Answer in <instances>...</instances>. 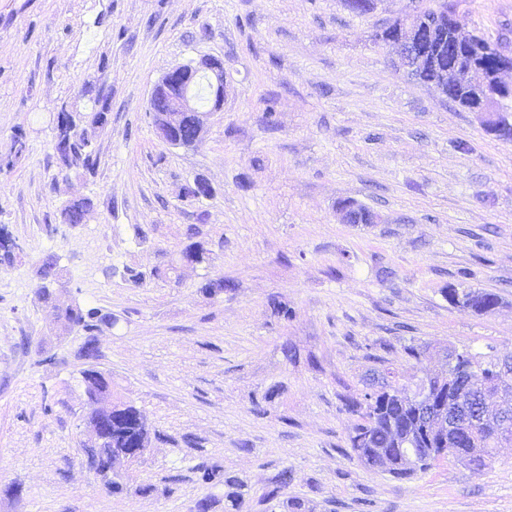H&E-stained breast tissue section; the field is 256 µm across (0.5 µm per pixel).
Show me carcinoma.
<instances>
[{
	"label": "carcinoma",
	"instance_id": "1",
	"mask_svg": "<svg viewBox=\"0 0 512 512\" xmlns=\"http://www.w3.org/2000/svg\"><path fill=\"white\" fill-rule=\"evenodd\" d=\"M454 12L448 0H438L434 8L419 12L427 27L434 29L447 13ZM424 59L410 76L418 83L428 87L439 86V74L442 70L458 63V58L448 52V46L436 40L426 44ZM95 93L94 102L102 104V111L90 116L76 117L72 113H64L58 117V138L70 142L71 151L58 157L60 166L69 171L93 173L97 165V155L92 146L95 130L104 126L108 120V96L103 94V87L98 85L89 88ZM93 207L89 197L80 198L66 205L61 212L63 221L73 224L85 212ZM112 321V316L101 313L97 308L88 310L66 309L60 314V327L65 333L74 329L81 330L86 336H94L101 326ZM455 376L452 383L434 382L416 385V389L398 390L390 384L367 392L363 399H351L347 402L350 413L358 416L349 434L351 450L363 448L360 461L374 466L386 467L384 458L379 451L387 448L391 456H397L396 449L404 442L411 443L420 452L418 464L410 469L388 472L398 477H408L418 471H425L433 466L436 458L448 456V444L439 440L438 436L425 430L424 423L417 415L416 401L424 398L433 402L440 415L456 414L455 399L464 397L471 399L470 413L481 412L484 408L485 392L499 391L512 399V366L501 362L491 355H481L469 349L461 352L454 367ZM89 400L93 401L100 395H112V379L101 373L97 377H83ZM457 440L456 447L466 449V456L460 462L469 467L473 461L480 462L478 469L486 466L490 449L497 447L500 440L491 429L482 428L476 431L459 430L452 433ZM150 432L140 417L139 409L128 401L117 398L112 401V422L105 447L112 453H119L129 448H141L143 442L149 440ZM201 480L207 484H222L228 488L225 495L227 507L233 512H241L244 503L242 484L226 473L222 467L211 465L203 469Z\"/></svg>",
	"mask_w": 512,
	"mask_h": 512
}]
</instances>
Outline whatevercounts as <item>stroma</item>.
<instances>
[{
	"label": "stroma",
	"mask_w": 512,
	"mask_h": 512,
	"mask_svg": "<svg viewBox=\"0 0 512 512\" xmlns=\"http://www.w3.org/2000/svg\"><path fill=\"white\" fill-rule=\"evenodd\" d=\"M434 4L374 0L357 15L344 0H0V157L15 135L27 145L0 171V227L23 249L0 269V512H192L203 497L224 512L203 463L244 484L242 512H271L281 475L308 512H512V443L479 472L448 458L403 479L348 445V397L447 374V348L512 359V140L372 41ZM455 4L467 32L512 55V0ZM203 56L224 64V109L198 144L171 146L149 97ZM101 82L96 170H62L57 117L90 115L84 89ZM196 180L211 194L190 206L182 188ZM81 197L94 202L85 223H64ZM346 202L375 222L340 223ZM193 242L208 261L175 268ZM51 258L61 276L45 303ZM219 279L223 293L204 296ZM452 288L501 304L466 312ZM73 302L116 319L94 358L81 331L59 332ZM90 367L154 434L120 494L81 451Z\"/></svg>",
	"instance_id": "1"
}]
</instances>
